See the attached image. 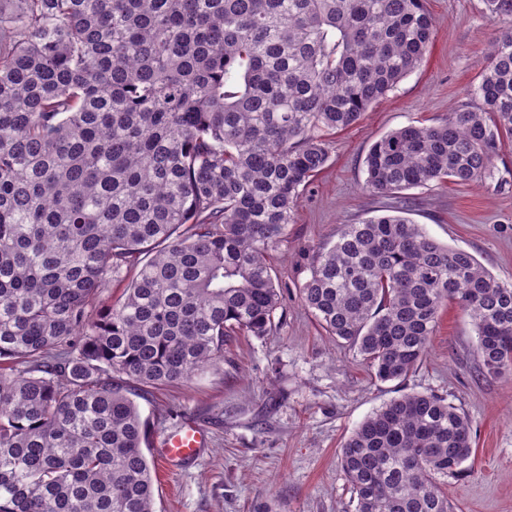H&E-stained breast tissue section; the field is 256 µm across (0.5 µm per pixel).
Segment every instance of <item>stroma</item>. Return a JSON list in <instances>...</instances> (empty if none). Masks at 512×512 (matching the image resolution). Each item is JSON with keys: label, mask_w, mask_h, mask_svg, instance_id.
Returning <instances> with one entry per match:
<instances>
[{"label": "stroma", "mask_w": 512, "mask_h": 512, "mask_svg": "<svg viewBox=\"0 0 512 512\" xmlns=\"http://www.w3.org/2000/svg\"><path fill=\"white\" fill-rule=\"evenodd\" d=\"M427 7L434 37L425 61L336 134L326 168L297 202L274 254L288 286L277 329L229 337L223 361L139 399L156 512H355L341 446L367 416L407 392L447 397L471 421L475 452L444 484L457 512H512V377L480 372L471 321L455 305L442 308L415 372L383 382L353 349L325 335L299 295L313 250L341 225L390 206L512 283V151L495 158L490 177L469 185L431 184L397 198L366 186L368 148L393 129L433 123L468 102L487 63L498 25L483 0H428ZM187 420L207 432L208 443L196 459L165 464L162 440Z\"/></svg>", "instance_id": "1"}]
</instances>
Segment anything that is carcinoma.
<instances>
[{
    "label": "carcinoma",
    "mask_w": 512,
    "mask_h": 512,
    "mask_svg": "<svg viewBox=\"0 0 512 512\" xmlns=\"http://www.w3.org/2000/svg\"><path fill=\"white\" fill-rule=\"evenodd\" d=\"M432 38L426 0H0V512H155L134 397L277 327L270 258L329 136ZM471 96L375 141L367 188L491 173L512 144V26ZM300 295L382 382L416 370L446 303L482 370L512 375V285L406 216L342 225ZM472 445L446 398H392L340 451L356 512H456L440 479Z\"/></svg>",
    "instance_id": "carcinoma-1"
}]
</instances>
